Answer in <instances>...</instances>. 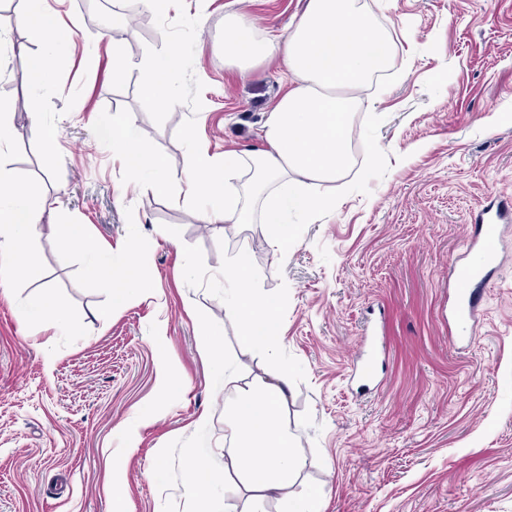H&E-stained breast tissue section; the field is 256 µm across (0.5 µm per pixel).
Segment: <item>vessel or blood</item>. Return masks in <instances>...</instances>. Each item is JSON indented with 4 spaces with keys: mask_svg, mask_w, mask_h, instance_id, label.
<instances>
[{
    "mask_svg": "<svg viewBox=\"0 0 512 512\" xmlns=\"http://www.w3.org/2000/svg\"><path fill=\"white\" fill-rule=\"evenodd\" d=\"M511 220L512 201H501L486 206L474 218L472 231L465 242V252L469 260L465 266L457 270V288L450 310L454 326L465 338L473 336L474 313L477 306L469 284L496 262L503 226Z\"/></svg>",
    "mask_w": 512,
    "mask_h": 512,
    "instance_id": "1",
    "label": "vessel or blood"
}]
</instances>
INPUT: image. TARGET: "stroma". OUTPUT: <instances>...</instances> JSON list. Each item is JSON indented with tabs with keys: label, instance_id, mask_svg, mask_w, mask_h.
Here are the masks:
<instances>
[{
	"label": "stroma",
	"instance_id": "35a3bbf8",
	"mask_svg": "<svg viewBox=\"0 0 512 512\" xmlns=\"http://www.w3.org/2000/svg\"><path fill=\"white\" fill-rule=\"evenodd\" d=\"M47 3L73 37L55 48L51 81L33 85L24 4L0 0V100L15 127L0 163L44 210L31 276L0 271V512H106L116 486L128 512H245L249 494L235 478L204 501L183 483L204 438L215 444L210 465L224 464L225 359L244 376L262 372L225 313L218 271L238 255L285 296L288 420L311 460L295 493L320 488L322 512H512V223L498 261L471 283L475 343L448 319L474 214L512 197V0H367L406 49L399 72L373 81L381 112L352 124L358 149L380 159L337 182L343 204L297 225L284 261L268 245L252 250L264 225L213 230L180 186L162 195L146 180L128 185L98 125L127 113L144 144L172 160L195 140L217 158L262 148L286 76L275 60L245 71L228 63L224 15L243 9L278 34L306 0H172L119 31L86 0ZM173 44L181 61L166 78V107L144 93L138 67ZM119 54L130 68L116 82ZM64 224L86 225L116 262L127 242L138 245L152 292L100 321L110 286L86 280L82 256L59 247ZM43 294L70 311L79 335L20 320ZM376 324L387 350L367 394L347 375ZM206 331L222 344L209 359L199 351ZM164 368L184 381L178 397L159 385ZM133 424L130 450L120 432Z\"/></svg>",
	"mask_w": 512,
	"mask_h": 512
}]
</instances>
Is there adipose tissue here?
I'll return each instance as SVG.
<instances>
[{
  "instance_id": "adipose-tissue-1",
  "label": "adipose tissue",
  "mask_w": 512,
  "mask_h": 512,
  "mask_svg": "<svg viewBox=\"0 0 512 512\" xmlns=\"http://www.w3.org/2000/svg\"><path fill=\"white\" fill-rule=\"evenodd\" d=\"M20 20L37 47L29 56V77L45 82L53 65L46 46L66 42L71 35L60 28L45 0H24ZM397 52V43L380 30L365 0H307L289 32L274 36L256 29L248 13L232 10L224 16L225 59L242 69L277 59L289 74L286 91L265 114L264 147L228 149L218 162L197 150L176 164L141 145L123 112L106 116L108 142L122 155L128 182H140L148 169L153 190L164 194L173 180H180L187 194L220 201V208L201 210L204 223L264 225L270 246L283 256L295 243L289 215L309 218L339 206L336 195L312 193L307 185L336 181L350 170L345 130L360 107L377 109L379 101L369 92L372 80L392 67ZM243 170L249 177L239 189L230 179ZM41 215L11 170L1 165L0 268L15 277L29 273V243ZM60 245L85 256L88 280L111 283L110 304L100 310V320L132 296L149 293L135 255L127 254L121 265L107 262L85 225H65ZM224 282L227 314L242 338L260 349L267 371L245 382L236 364L225 363L224 384L234 399L224 424L237 447L220 469L207 465L201 455L188 456L185 486L192 497L204 500L231 473L252 494L253 512H266L270 499L276 500L278 512H322L320 490L293 492L308 459L296 448L285 415L289 371L277 357L283 298L263 290L243 257L225 261Z\"/></svg>"
}]
</instances>
